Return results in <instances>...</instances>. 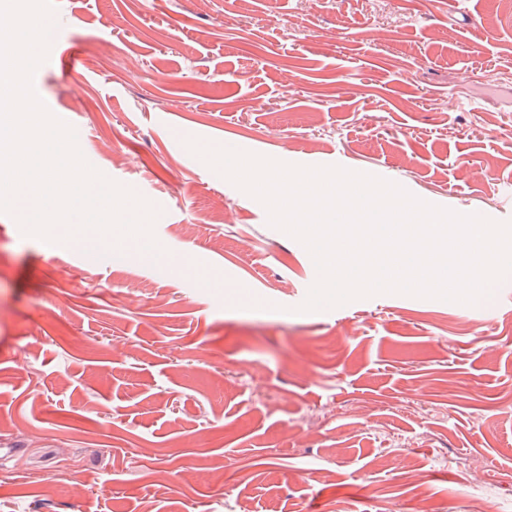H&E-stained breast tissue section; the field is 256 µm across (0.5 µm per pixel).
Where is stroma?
Returning a JSON list of instances; mask_svg holds the SVG:
<instances>
[{"instance_id": "1", "label": "stroma", "mask_w": 512, "mask_h": 512, "mask_svg": "<svg viewBox=\"0 0 512 512\" xmlns=\"http://www.w3.org/2000/svg\"><path fill=\"white\" fill-rule=\"evenodd\" d=\"M55 28L81 57L41 64L36 93L196 272L91 261L0 214V512L46 484L56 512H512V275L478 305L299 312L308 250L184 145L512 221V8L59 0Z\"/></svg>"}]
</instances>
